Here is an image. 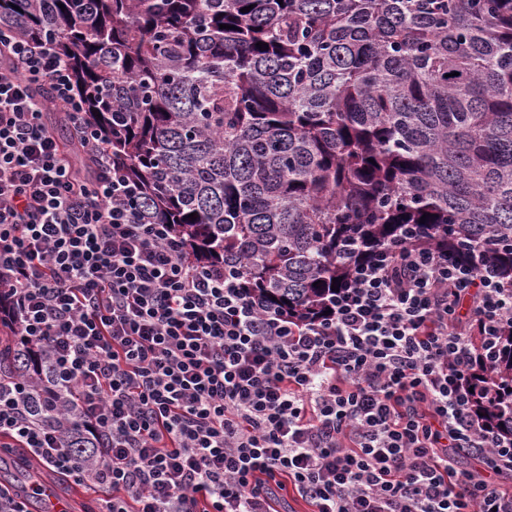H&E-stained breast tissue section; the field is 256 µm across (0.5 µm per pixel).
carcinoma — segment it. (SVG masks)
Returning <instances> with one entry per match:
<instances>
[{
  "mask_svg": "<svg viewBox=\"0 0 512 512\" xmlns=\"http://www.w3.org/2000/svg\"><path fill=\"white\" fill-rule=\"evenodd\" d=\"M0 20L56 41L143 223L268 309L321 313L408 226L512 285V0H0ZM472 347L474 410L511 439L512 319L492 362ZM47 366L0 338V382Z\"/></svg>",
  "mask_w": 512,
  "mask_h": 512,
  "instance_id": "obj_1",
  "label": "carcinoma"
}]
</instances>
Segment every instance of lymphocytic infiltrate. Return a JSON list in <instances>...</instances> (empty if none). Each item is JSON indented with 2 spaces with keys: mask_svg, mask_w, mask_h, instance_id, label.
I'll use <instances>...</instances> for the list:
<instances>
[{
  "mask_svg": "<svg viewBox=\"0 0 512 512\" xmlns=\"http://www.w3.org/2000/svg\"><path fill=\"white\" fill-rule=\"evenodd\" d=\"M49 87L50 97L39 90ZM65 113L95 178L48 130ZM137 185L85 120L53 41L0 22V326L52 360L49 389L95 445L67 448L0 386V437L74 475L105 512H512V441L471 407L468 316L493 335L512 288L444 252L397 243L357 267L328 315L263 310L241 274L194 261L142 223ZM483 466L461 471L454 449Z\"/></svg>",
  "mask_w": 512,
  "mask_h": 512,
  "instance_id": "1",
  "label": "lymphocytic infiltrate"
}]
</instances>
